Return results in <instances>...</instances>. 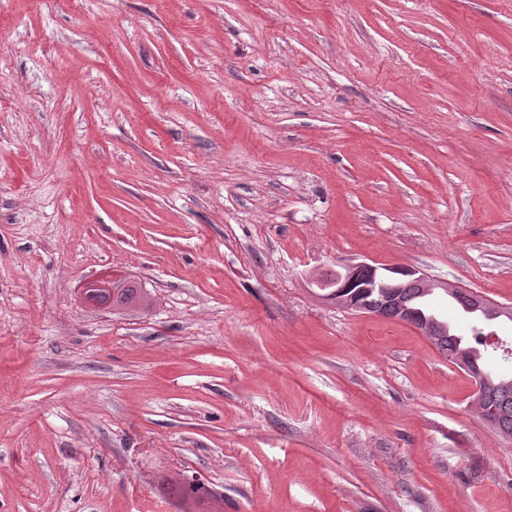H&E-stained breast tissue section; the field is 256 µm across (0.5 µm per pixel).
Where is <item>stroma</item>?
I'll return each instance as SVG.
<instances>
[{
    "instance_id": "1",
    "label": "stroma",
    "mask_w": 512,
    "mask_h": 512,
    "mask_svg": "<svg viewBox=\"0 0 512 512\" xmlns=\"http://www.w3.org/2000/svg\"><path fill=\"white\" fill-rule=\"evenodd\" d=\"M358 261L512 306V0H0V512H512ZM365 272H370L375 276V279H378L381 275L378 265L376 264H371L365 261L351 263L343 268V272L336 271L334 280L333 275L331 274L324 276L320 280L323 286L322 288L324 289L320 290L327 291L325 294H329L332 293L336 288V302L341 301L345 303L347 307L359 308L352 297H344L343 288H349L352 284L358 282L362 274ZM332 280L336 282V286L329 288ZM120 279V275L115 270L105 272L95 279L86 282L83 285V299L92 305L98 307L110 306V295L114 282ZM112 282V287H111ZM133 282L120 284L114 288L112 295V310L123 308L127 305L139 301L144 292L143 288H138Z\"/></svg>"
}]
</instances>
